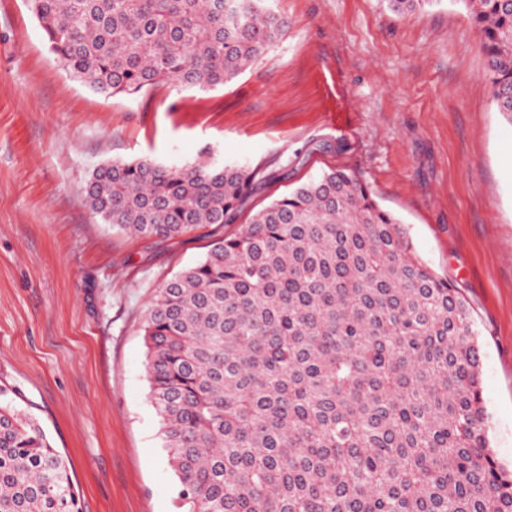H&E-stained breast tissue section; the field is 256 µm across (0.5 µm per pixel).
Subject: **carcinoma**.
Masks as SVG:
<instances>
[{
	"label": "carcinoma",
	"instance_id": "carcinoma-1",
	"mask_svg": "<svg viewBox=\"0 0 512 512\" xmlns=\"http://www.w3.org/2000/svg\"><path fill=\"white\" fill-rule=\"evenodd\" d=\"M392 12L436 0H387ZM61 70L134 97L233 81L279 40L268 0H26ZM492 102L512 118V0H463ZM261 167H95L117 232L210 249L159 289L141 332L184 512H512L486 433L466 300L401 221L334 168L251 209ZM249 212L231 235L223 227ZM0 512H79L68 465L0 389Z\"/></svg>",
	"mask_w": 512,
	"mask_h": 512
}]
</instances>
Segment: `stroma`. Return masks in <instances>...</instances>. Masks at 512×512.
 Instances as JSON below:
<instances>
[{
    "label": "stroma",
    "instance_id": "obj_1",
    "mask_svg": "<svg viewBox=\"0 0 512 512\" xmlns=\"http://www.w3.org/2000/svg\"><path fill=\"white\" fill-rule=\"evenodd\" d=\"M270 5L288 26L232 82L129 99L67 77L25 0H0V388L69 459L80 512H178L140 328L211 240L118 234L86 201L94 167L143 157L263 167L258 208L355 171L468 301L490 443L512 466V119L465 7Z\"/></svg>",
    "mask_w": 512,
    "mask_h": 512
}]
</instances>
